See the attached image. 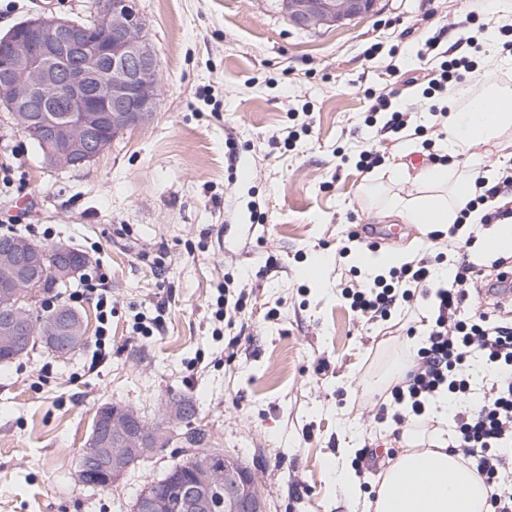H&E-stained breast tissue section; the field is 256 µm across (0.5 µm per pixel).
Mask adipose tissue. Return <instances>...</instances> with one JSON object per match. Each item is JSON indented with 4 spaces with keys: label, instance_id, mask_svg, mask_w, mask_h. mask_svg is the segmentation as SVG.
<instances>
[{
    "label": "adipose tissue",
    "instance_id": "1",
    "mask_svg": "<svg viewBox=\"0 0 512 512\" xmlns=\"http://www.w3.org/2000/svg\"><path fill=\"white\" fill-rule=\"evenodd\" d=\"M478 97L469 98L465 110H458L467 89L448 93L449 153L479 143H488L512 131V86L496 81L485 70ZM398 177L410 179L417 195L390 196L385 213L409 224L427 226L455 223L459 212L472 197V182L452 176L447 168L435 166ZM411 447L398 456L386 471L375 500L361 499L355 474L337 468L336 480L345 494L360 499L363 512H485L487 486L478 473L464 465L459 455L445 448H418L414 434H407Z\"/></svg>",
    "mask_w": 512,
    "mask_h": 512
}]
</instances>
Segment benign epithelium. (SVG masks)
Here are the masks:
<instances>
[{"instance_id":"1","label":"benign epithelium","mask_w":512,"mask_h":512,"mask_svg":"<svg viewBox=\"0 0 512 512\" xmlns=\"http://www.w3.org/2000/svg\"><path fill=\"white\" fill-rule=\"evenodd\" d=\"M276 5L291 26L315 31L369 15L377 0H276ZM160 92L159 52L136 0H97L87 20L43 11L0 36V108L40 144L48 169L86 170L119 134L152 118ZM49 267L67 281L87 264L65 244L46 253L0 237L1 347L24 353L38 335L26 303ZM82 322L81 313L62 311L42 340L66 351L70 339L64 332ZM90 444L95 469L115 483L161 441L134 410L114 404L98 411ZM193 470L195 478L181 485L182 512H213L216 490L224 493V512H264L254 474L244 464L227 458L216 468L212 458L198 455ZM167 510L166 500L149 490L137 498L135 512Z\"/></svg>"}]
</instances>
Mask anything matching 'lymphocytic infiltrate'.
<instances>
[{"label": "lymphocytic infiltrate", "instance_id": "lymphocytic-infiltrate-1", "mask_svg": "<svg viewBox=\"0 0 512 512\" xmlns=\"http://www.w3.org/2000/svg\"><path fill=\"white\" fill-rule=\"evenodd\" d=\"M477 194L458 218L467 223L473 210H481V223L512 220V172L488 183L476 178ZM476 277L469 260H460L448 281L437 279L434 268L418 260L393 267L371 282L344 288L350 307L370 321L387 320L393 310L413 303L415 295L430 299L427 316L407 330L421 336L410 349L403 379L380 403L377 422L425 426L440 400L452 406V433L448 450L482 476L489 488L487 512H512V303L496 300L494 308L467 314L465 304ZM480 358L493 374L479 406H465L472 383L465 366Z\"/></svg>", "mask_w": 512, "mask_h": 512}]
</instances>
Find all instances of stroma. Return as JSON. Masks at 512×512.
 Instances as JSON below:
<instances>
[{"label":"stroma","instance_id":"stroma-1","mask_svg":"<svg viewBox=\"0 0 512 512\" xmlns=\"http://www.w3.org/2000/svg\"><path fill=\"white\" fill-rule=\"evenodd\" d=\"M95 0H0V34L52 10L89 16ZM159 50L162 91L153 119L126 130L80 174L46 169L36 146L0 112V234L49 230L106 274L112 313L96 302L86 342L60 355L44 344L0 363V512H132L137 495L177 462L176 436L131 465L109 491L81 484L79 457L97 408L116 403L159 421L191 397L204 445L252 469L265 512H351L336 481L355 451L405 446L376 404L406 358L408 321L357 316L342 296L366 280L347 243L381 218L386 196L408 195L396 164L429 166L425 138L442 144V93L428 72L462 53L459 23L484 0H378L373 15L317 31L288 24L273 0H138ZM441 43L426 61L418 47ZM381 49L376 59L365 51ZM410 116L393 135L366 118L373 96ZM381 166L363 171V151ZM512 165V133L478 144L451 167L477 175ZM490 224L442 237L444 268L461 256L491 269ZM347 256H339L342 245ZM241 300L218 317L220 295Z\"/></svg>","mask_w":512,"mask_h":512}]
</instances>
